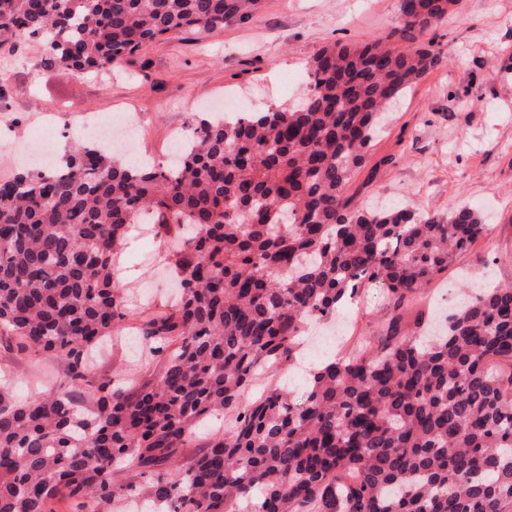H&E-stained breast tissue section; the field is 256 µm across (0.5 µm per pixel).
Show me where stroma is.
Returning a JSON list of instances; mask_svg holds the SVG:
<instances>
[{
  "label": "stroma",
  "mask_w": 512,
  "mask_h": 512,
  "mask_svg": "<svg viewBox=\"0 0 512 512\" xmlns=\"http://www.w3.org/2000/svg\"><path fill=\"white\" fill-rule=\"evenodd\" d=\"M400 21L399 0H261L255 16L198 40L154 41L110 71L76 77L40 43L0 50V179L23 167L19 154L36 149L60 158L75 129L125 116L137 127V157L165 162L173 130L219 110L231 94L238 111L287 107L302 96L305 65L322 47L384 35ZM447 59L394 108L371 144L348 192L357 206L410 202L423 214L474 209L490 230L455 256L421 298L448 308L464 292V277L488 272L512 286V0H462L456 17L427 34ZM158 237L132 238L123 248V277L138 298L174 301L169 268L150 265ZM391 314L378 283L362 288L335 326L313 328L310 342L351 350L377 335ZM26 386L66 380L49 356L18 358L0 346V372Z\"/></svg>",
  "instance_id": "35a3bbf8"
}]
</instances>
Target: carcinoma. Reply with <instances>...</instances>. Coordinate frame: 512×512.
Returning a JSON list of instances; mask_svg holds the SVG:
<instances>
[{"instance_id":"cac0c4a2","label":"carcinoma","mask_w":512,"mask_h":512,"mask_svg":"<svg viewBox=\"0 0 512 512\" xmlns=\"http://www.w3.org/2000/svg\"><path fill=\"white\" fill-rule=\"evenodd\" d=\"M259 2L0 0V49L37 37L100 72L248 21ZM455 3L401 0L386 35L314 54L301 104L201 119L166 165L77 144L63 166L0 180V338L67 371L24 400L0 379V512H119L130 497L141 512H512L511 286L471 289L439 334L392 317L385 347L365 336L309 370L299 401L281 387L244 401L364 283L401 301L486 230L468 207L425 216L347 196L385 108L445 65L418 39ZM145 212L186 288L134 310L115 264ZM130 328L159 371L92 374L94 351Z\"/></svg>"}]
</instances>
